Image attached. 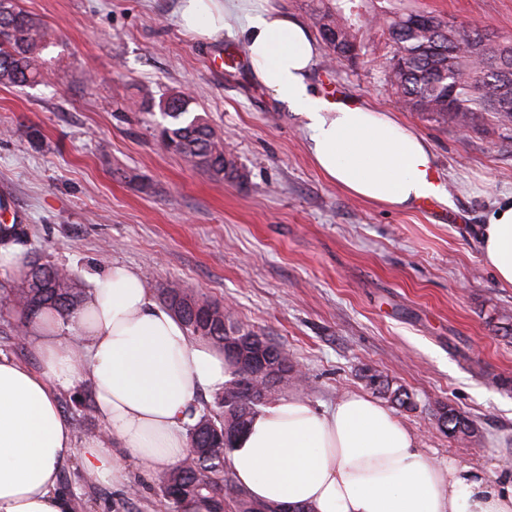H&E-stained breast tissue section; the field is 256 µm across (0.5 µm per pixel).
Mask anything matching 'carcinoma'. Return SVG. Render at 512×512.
<instances>
[{
    "label": "carcinoma",
    "mask_w": 512,
    "mask_h": 512,
    "mask_svg": "<svg viewBox=\"0 0 512 512\" xmlns=\"http://www.w3.org/2000/svg\"><path fill=\"white\" fill-rule=\"evenodd\" d=\"M355 0H336V14L320 18V28L339 34L340 44L363 48L353 34ZM410 14L402 12L385 19L393 47L392 61L385 80L399 102L412 112H421L435 120L456 127L487 129L488 118L494 119L492 130H512V107L500 102L512 101V41L496 39L488 32L455 27L434 15L433 27L413 28ZM42 23L19 7L18 0H0V84L23 86L43 77L39 58L43 48ZM189 102L173 97L165 105L164 115L171 124L161 131L164 146L187 163L207 172L213 179L241 178L236 161L224 152L218 139L202 118H185ZM21 224H1L0 244L21 240ZM86 297L76 276L37 260L29 265L26 276L18 281H0V324L20 331V316H32L48 309L67 320L79 311ZM166 305L184 323L192 339L208 341L218 348L257 334L224 315V307L198 299L177 285L164 289ZM367 386L383 393L400 407L411 405L409 393L402 387L392 388L390 381L376 370L364 369ZM234 383L224 384L213 405L189 428L193 454L180 460L159 479L162 496L178 512L185 498H206L213 512H224V500L233 501L235 512H258L247 493L232 479L224 477L230 446L210 431L243 430L257 410L248 413L238 405ZM442 424L451 433L465 434L468 424L454 409L443 408Z\"/></svg>",
    "instance_id": "obj_1"
}]
</instances>
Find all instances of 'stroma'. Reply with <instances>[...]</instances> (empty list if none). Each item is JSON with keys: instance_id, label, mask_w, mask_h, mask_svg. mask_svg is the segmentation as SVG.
<instances>
[{"instance_id": "stroma-1", "label": "stroma", "mask_w": 512, "mask_h": 512, "mask_svg": "<svg viewBox=\"0 0 512 512\" xmlns=\"http://www.w3.org/2000/svg\"><path fill=\"white\" fill-rule=\"evenodd\" d=\"M46 25L40 61L51 79L0 84V224H21L27 258L66 268L84 288L113 263L154 292L177 283L231 307L306 375L281 387L314 406L366 392L373 367L409 392L395 415L440 461L491 469L512 461V289L484 265L477 229L512 191V137L461 131L400 107L385 82L392 49L381 29L339 64L321 46L310 75L343 99L395 113L426 137L455 223L359 200L314 167L302 116L250 78L208 58L240 35L203 43L184 31L177 0H20ZM414 9L512 41V0H374L372 16ZM190 100L242 176L213 181L166 149L163 106ZM83 380L59 396L77 436L100 431ZM450 405L470 424L453 437ZM129 490L59 473L74 512H169L157 478L127 463Z\"/></svg>"}]
</instances>
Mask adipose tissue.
I'll use <instances>...</instances> for the list:
<instances>
[{
    "mask_svg": "<svg viewBox=\"0 0 512 512\" xmlns=\"http://www.w3.org/2000/svg\"><path fill=\"white\" fill-rule=\"evenodd\" d=\"M177 16L204 42L239 30L253 82L302 114L310 157L329 182L399 211L441 193L427 138L393 113L312 89L319 47L302 21L255 0H178ZM479 241L498 286L512 288V193L495 202ZM23 338L42 370L0 358V512H72L57 481L75 457L116 487L127 484L126 462L151 473L178 463L190 448L189 409L232 378L223 351L189 339L124 264L94 277L70 320L44 311ZM83 378L102 430L80 441L57 395ZM226 463L254 502L292 512H512V471L431 459L388 406L357 392L326 409L300 395L271 402L236 436Z\"/></svg>",
    "mask_w": 512,
    "mask_h": 512,
    "instance_id": "1",
    "label": "adipose tissue"
}]
</instances>
